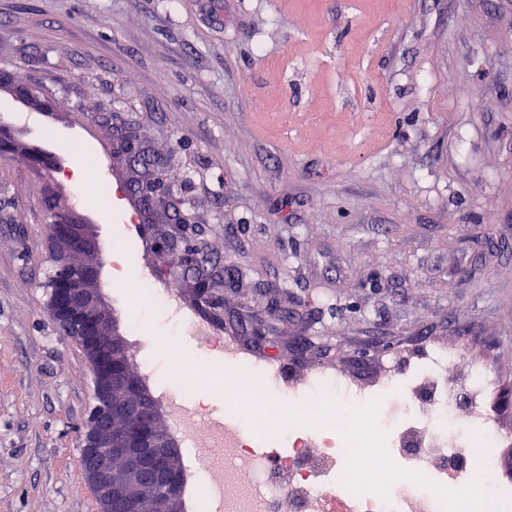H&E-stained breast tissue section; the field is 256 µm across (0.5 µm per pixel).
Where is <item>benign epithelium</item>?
I'll list each match as a JSON object with an SVG mask.
<instances>
[{
    "label": "benign epithelium",
    "mask_w": 512,
    "mask_h": 512,
    "mask_svg": "<svg viewBox=\"0 0 512 512\" xmlns=\"http://www.w3.org/2000/svg\"><path fill=\"white\" fill-rule=\"evenodd\" d=\"M0 88L11 90L18 99L43 106L40 92L25 80L0 73ZM139 148L155 162L150 179L125 181L126 195L137 209L147 215V235L156 241L159 262L166 263L170 253L182 255L181 266L166 273L184 282L198 295L196 280L206 275L216 284L208 302L216 315H224V289L236 284L233 276L218 267L209 272L199 264L205 255L202 225L180 209V196L166 189L167 160L153 155L143 139L140 122L124 113L112 114V164L136 171L140 162L134 148ZM0 156L22 159L36 168L43 155L33 152L14 134L0 129ZM56 217L49 238V248L63 261L49 287L47 310L62 330L63 336L77 344L87 357L94 375V394L87 417L78 427L82 440L80 468L94 489L102 512H151V503L139 497L144 486L156 496L179 493V471L172 465L178 452L175 438L157 426L161 412L143 379L135 374L122 356L124 341L112 317L101 289L100 267L95 263L77 264L75 255L99 250L95 226L86 222L77 209L62 202L59 194L48 188L44 193ZM164 214L157 224L153 216ZM122 461L123 477L112 476V460Z\"/></svg>",
    "instance_id": "7a95c632"
}]
</instances>
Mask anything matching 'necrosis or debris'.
I'll use <instances>...</instances> for the list:
<instances>
[{"mask_svg":"<svg viewBox=\"0 0 512 512\" xmlns=\"http://www.w3.org/2000/svg\"><path fill=\"white\" fill-rule=\"evenodd\" d=\"M142 300L171 314L208 369L237 364L266 383L248 391L240 413L224 423L198 393L162 396L168 422L186 445L190 474L206 480L211 512H468L465 500L448 494L478 480L492 490L498 512H512V478L499 470L512 435L482 405L494 376L480 359L436 347L408 379L371 389L334 369L317 370L286 393L314 420L306 428L280 415L270 398L268 387L277 381L271 365L240 357L213 326L178 306L174 292L147 287ZM378 405L395 407V415L360 430L361 415ZM390 456L403 460L410 481L386 492L354 488L355 475L381 479Z\"/></svg>","mask_w":512,"mask_h":512,"instance_id":"4bbe7bcc","label":"necrosis or debris"}]
</instances>
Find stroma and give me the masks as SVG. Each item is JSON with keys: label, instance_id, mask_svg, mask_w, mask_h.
<instances>
[{"label": "stroma", "instance_id": "stroma-1", "mask_svg": "<svg viewBox=\"0 0 512 512\" xmlns=\"http://www.w3.org/2000/svg\"><path fill=\"white\" fill-rule=\"evenodd\" d=\"M1 69L52 108L0 92V124L61 164L0 161V512H102L79 466L91 367L47 310V181L96 227L120 334L149 322L150 391L178 387L173 323L140 302L143 271L167 282L178 258L139 230L114 254L136 208L87 200L127 177L94 112L140 113L175 155L169 181L238 280L215 327L245 358L367 387L459 349L495 372L512 433V0H0ZM272 297L287 316L260 346L245 326Z\"/></svg>", "mask_w": 512, "mask_h": 512}]
</instances>
